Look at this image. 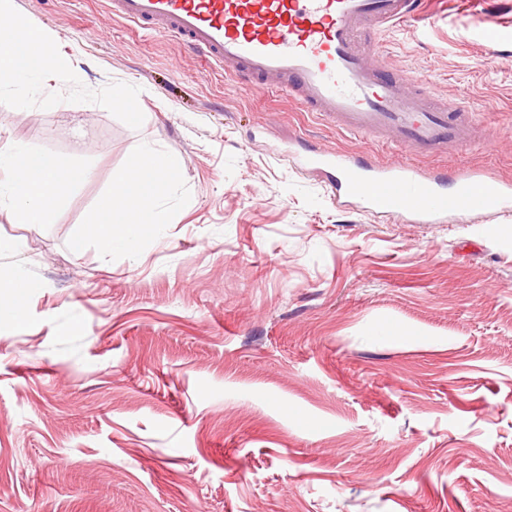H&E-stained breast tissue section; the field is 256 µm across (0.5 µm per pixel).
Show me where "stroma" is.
Returning a JSON list of instances; mask_svg holds the SVG:
<instances>
[{
    "label": "stroma",
    "instance_id": "35a3bbf8",
    "mask_svg": "<svg viewBox=\"0 0 512 512\" xmlns=\"http://www.w3.org/2000/svg\"><path fill=\"white\" fill-rule=\"evenodd\" d=\"M79 48L0 137L91 168L44 224L0 211V512H512V208L411 224L337 202L297 144L512 180V0H425L372 49L490 143L423 156L248 90L99 0H16ZM140 92L129 124L92 88ZM180 163L163 237L71 240L145 142ZM34 284L19 270L0 271V314H7L15 322L23 321L22 299Z\"/></svg>",
    "mask_w": 512,
    "mask_h": 512
}]
</instances>
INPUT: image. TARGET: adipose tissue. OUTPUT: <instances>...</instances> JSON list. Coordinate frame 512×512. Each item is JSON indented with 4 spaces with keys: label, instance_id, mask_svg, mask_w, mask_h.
Masks as SVG:
<instances>
[{
    "label": "adipose tissue",
    "instance_id": "1",
    "mask_svg": "<svg viewBox=\"0 0 512 512\" xmlns=\"http://www.w3.org/2000/svg\"><path fill=\"white\" fill-rule=\"evenodd\" d=\"M74 53L59 50L54 37L31 26L15 0H0V91L25 94L39 87L45 105L57 101L56 84L79 82ZM179 173L177 160L151 143L143 144L127 165L112 172V191L87 217L71 243L82 251L94 241L102 253H136L142 240L159 233L165 197ZM90 169L67 166L53 154L7 141L0 144V211L18 223L43 224L70 186L86 182Z\"/></svg>",
    "mask_w": 512,
    "mask_h": 512
}]
</instances>
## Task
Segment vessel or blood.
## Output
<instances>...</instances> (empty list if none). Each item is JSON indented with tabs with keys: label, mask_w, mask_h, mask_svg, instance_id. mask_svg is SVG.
Wrapping results in <instances>:
<instances>
[{
	"label": "vessel or blood",
	"mask_w": 512,
	"mask_h": 512,
	"mask_svg": "<svg viewBox=\"0 0 512 512\" xmlns=\"http://www.w3.org/2000/svg\"><path fill=\"white\" fill-rule=\"evenodd\" d=\"M421 0H105L108 13L175 37L244 87L277 82L304 111L359 137H387L422 155L473 142L468 111L432 103L426 80L385 71L363 37L420 14ZM282 155L322 172L336 199L358 208L437 224L448 213L512 204V183L479 168L422 170L360 152L309 145Z\"/></svg>",
	"instance_id": "1"
}]
</instances>
